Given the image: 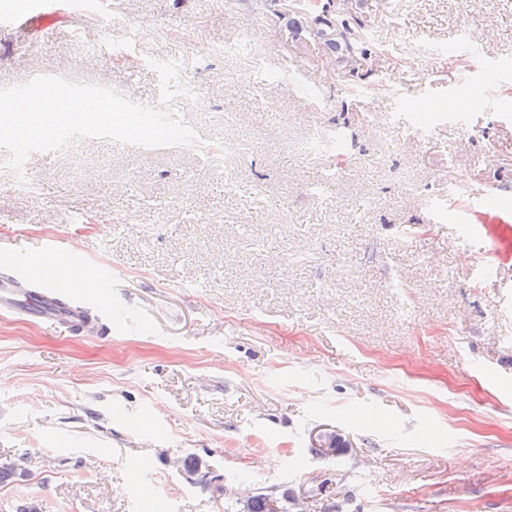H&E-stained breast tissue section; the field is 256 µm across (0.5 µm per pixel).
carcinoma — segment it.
I'll return each instance as SVG.
<instances>
[{
  "mask_svg": "<svg viewBox=\"0 0 512 512\" xmlns=\"http://www.w3.org/2000/svg\"><path fill=\"white\" fill-rule=\"evenodd\" d=\"M275 15L287 21L293 37L317 43L324 61L332 69L352 67L365 53L363 0H343L328 17H314L301 0H288V9ZM294 497L291 489H252L247 498L236 501L237 512H297Z\"/></svg>",
  "mask_w": 512,
  "mask_h": 512,
  "instance_id": "obj_1",
  "label": "carcinoma"
}]
</instances>
